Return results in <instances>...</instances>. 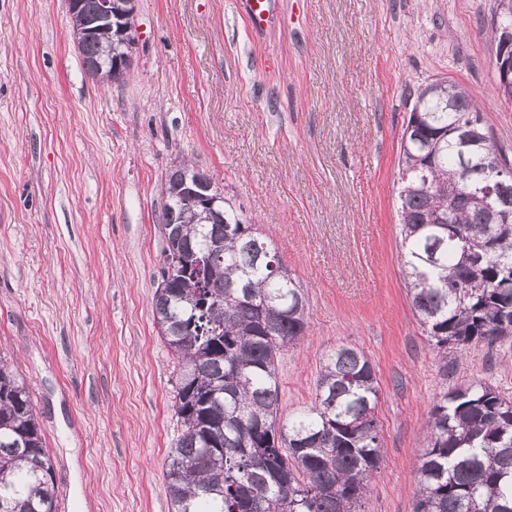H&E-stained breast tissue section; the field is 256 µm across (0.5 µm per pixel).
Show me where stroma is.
<instances>
[{"instance_id":"obj_1","label":"stroma","mask_w":512,"mask_h":512,"mask_svg":"<svg viewBox=\"0 0 512 512\" xmlns=\"http://www.w3.org/2000/svg\"><path fill=\"white\" fill-rule=\"evenodd\" d=\"M138 0L123 80L88 77L67 0H0V355L28 381L71 512H168L174 363L152 315L167 170H206L306 290L279 359L281 413L322 362L377 372L383 461L363 512H413L430 411L449 389L512 395V343L440 359L412 316L396 206L418 86L449 77L512 152L488 37L494 0ZM270 0H239V9L249 20L251 26L260 29L266 22L270 11Z\"/></svg>"}]
</instances>
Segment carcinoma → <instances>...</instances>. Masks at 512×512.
Listing matches in <instances>:
<instances>
[{
	"label": "carcinoma",
	"instance_id": "obj_1",
	"mask_svg": "<svg viewBox=\"0 0 512 512\" xmlns=\"http://www.w3.org/2000/svg\"><path fill=\"white\" fill-rule=\"evenodd\" d=\"M71 18L88 74L112 80L119 52L97 0ZM486 162L512 157L454 80L416 94L401 137L398 212L403 279L429 344L512 340V220L462 183L457 131ZM183 162L167 172L159 225L158 334L177 362L169 449V512H360L380 469L379 384L363 350L324 360L314 401L279 411L278 358L304 338L309 302L274 243L224 201V217L177 205ZM414 512H512V397L486 383L445 392L430 411L414 475ZM0 512H59L52 459L26 380L0 358Z\"/></svg>",
	"mask_w": 512,
	"mask_h": 512
}]
</instances>
